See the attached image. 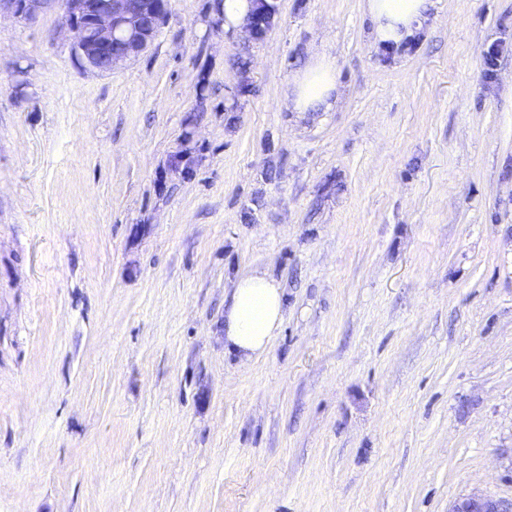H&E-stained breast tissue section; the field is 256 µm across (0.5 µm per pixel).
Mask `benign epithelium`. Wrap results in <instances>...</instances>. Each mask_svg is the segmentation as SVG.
<instances>
[{
    "mask_svg": "<svg viewBox=\"0 0 512 512\" xmlns=\"http://www.w3.org/2000/svg\"><path fill=\"white\" fill-rule=\"evenodd\" d=\"M55 0H0V10L29 21ZM63 23L74 34L72 52L81 66L110 74L144 52L169 10V0H60ZM449 512H512V500L482 495L459 498Z\"/></svg>",
    "mask_w": 512,
    "mask_h": 512,
    "instance_id": "obj_1",
    "label": "benign epithelium"
}]
</instances>
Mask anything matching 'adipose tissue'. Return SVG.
I'll list each match as a JSON object with an SVG mask.
<instances>
[{"instance_id":"ef3b65f1","label":"adipose tissue","mask_w":512,"mask_h":512,"mask_svg":"<svg viewBox=\"0 0 512 512\" xmlns=\"http://www.w3.org/2000/svg\"><path fill=\"white\" fill-rule=\"evenodd\" d=\"M428 0H364L363 10L376 42L397 44L423 18ZM288 107L294 112H332L339 99L336 63L326 53L308 57L288 85ZM284 318L283 291L272 277L251 273L234 285L224 312V348L240 359L260 357L277 335Z\"/></svg>"}]
</instances>
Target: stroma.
Masks as SVG:
<instances>
[{"label":"stroma","mask_w":512,"mask_h":512,"mask_svg":"<svg viewBox=\"0 0 512 512\" xmlns=\"http://www.w3.org/2000/svg\"><path fill=\"white\" fill-rule=\"evenodd\" d=\"M269 2L259 35L170 0L108 75L60 9L0 14V512L512 499V0L393 50L362 0ZM313 50L340 105L288 111ZM255 271L285 312L244 362ZM283 318V291L275 279L257 272L240 278L224 311V350L242 360L260 357Z\"/></svg>","instance_id":"35a3bbf8"}]
</instances>
